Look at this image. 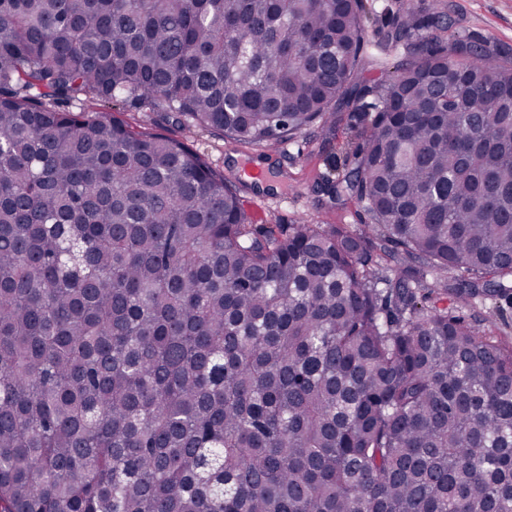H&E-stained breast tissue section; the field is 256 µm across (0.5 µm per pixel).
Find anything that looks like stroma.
<instances>
[{
  "mask_svg": "<svg viewBox=\"0 0 512 512\" xmlns=\"http://www.w3.org/2000/svg\"><path fill=\"white\" fill-rule=\"evenodd\" d=\"M375 4L366 20L369 39L364 77L394 75L401 65L403 52L378 47V34L387 30L398 11V0H373ZM429 12L447 13L453 31L483 36L494 42L502 53H512V0H415ZM131 126L163 134L182 141L199 153L225 177L237 180V189L252 224L287 229L289 225L347 224L361 229L366 216L354 200L346 196L329 198L324 181L336 178L344 168L347 153L361 140L364 125L340 113L333 131L312 128L298 134L293 141L274 145L240 144L223 135L202 130L186 121L171 117L160 119L148 109H128L115 105ZM263 169L266 177L255 183L245 178L246 165ZM449 311L486 321L501 336L512 340V296H494L484 303L458 306L449 301Z\"/></svg>",
  "mask_w": 512,
  "mask_h": 512,
  "instance_id": "stroma-1",
  "label": "stroma"
}]
</instances>
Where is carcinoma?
Returning <instances> with one entry per match:
<instances>
[{"label": "carcinoma", "mask_w": 512, "mask_h": 512, "mask_svg": "<svg viewBox=\"0 0 512 512\" xmlns=\"http://www.w3.org/2000/svg\"><path fill=\"white\" fill-rule=\"evenodd\" d=\"M367 14L0 0V512H512V343L421 304L512 291V60L402 0L360 82ZM113 102L265 145L347 107L369 223L256 229Z\"/></svg>", "instance_id": "cac0c4a2"}]
</instances>
